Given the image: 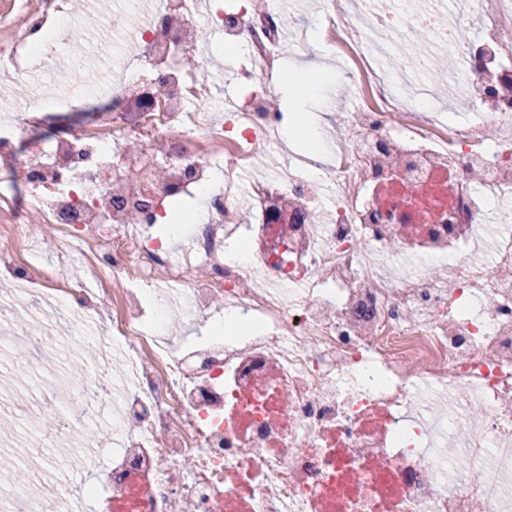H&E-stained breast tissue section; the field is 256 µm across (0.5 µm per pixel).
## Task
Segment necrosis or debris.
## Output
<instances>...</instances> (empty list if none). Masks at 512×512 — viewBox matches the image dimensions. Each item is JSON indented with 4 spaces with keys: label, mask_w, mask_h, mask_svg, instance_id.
<instances>
[{
    "label": "necrosis or debris",
    "mask_w": 512,
    "mask_h": 512,
    "mask_svg": "<svg viewBox=\"0 0 512 512\" xmlns=\"http://www.w3.org/2000/svg\"><path fill=\"white\" fill-rule=\"evenodd\" d=\"M66 10L32 0L6 21L0 72L53 67ZM474 18L484 38L459 42ZM203 22L245 41L242 89L282 78L295 17L167 0L132 35L158 68L148 102L140 70L99 77L89 53L69 64L87 90L110 89L111 110L25 154L16 145L42 104L78 97L44 83L26 125L0 119V161L23 183L0 193L12 227L0 253L28 239L34 212L112 278L108 295L39 272L49 313L112 324L69 341L99 352L92 377L115 429L99 469V449L61 446L30 420L51 454L0 490V512H86L91 500L98 512H512V0H321L351 134L251 184L243 261L225 256L245 220L238 171L256 143H278L280 107L270 91L228 110L212 101ZM205 102L224 121L200 116ZM202 188L211 209L187 249L154 239L167 197ZM216 300L240 316L234 335L166 336L172 306L191 323ZM115 358L119 384L104 371ZM91 466L95 482H69Z\"/></svg>",
    "instance_id": "4bbe7bcc"
}]
</instances>
